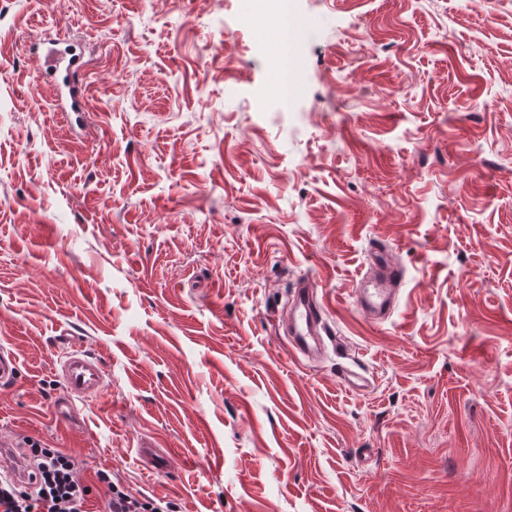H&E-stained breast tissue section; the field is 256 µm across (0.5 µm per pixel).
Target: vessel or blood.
I'll return each instance as SVG.
<instances>
[{
	"label": "vessel or blood",
	"mask_w": 512,
	"mask_h": 512,
	"mask_svg": "<svg viewBox=\"0 0 512 512\" xmlns=\"http://www.w3.org/2000/svg\"><path fill=\"white\" fill-rule=\"evenodd\" d=\"M78 69V61L73 58L59 73L67 86L68 109L74 113L81 110L80 93L72 84ZM371 268L373 273L363 280L357 303L372 319L381 322L392 312L396 289L403 280V269L391 260L385 249L379 247L374 248L371 254ZM278 321L286 327L288 348L294 358L311 357L336 341L325 318L324 303L310 282L304 281L296 286L290 305L281 311ZM59 376L64 394L57 403L56 412L64 421L73 416L74 400L99 395L106 390L104 362L78 338L70 341L60 363ZM138 456L140 465L149 471L164 469L168 461L165 452L148 443L141 444Z\"/></svg>",
	"instance_id": "1"
}]
</instances>
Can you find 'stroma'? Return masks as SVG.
Listing matches in <instances>:
<instances>
[{"label": "stroma", "instance_id": "obj_1", "mask_svg": "<svg viewBox=\"0 0 512 512\" xmlns=\"http://www.w3.org/2000/svg\"><path fill=\"white\" fill-rule=\"evenodd\" d=\"M292 22L282 113L240 0H0V443L82 460L95 512L99 469L174 512H512V0ZM51 40L83 48L82 118ZM376 246L404 269L382 324ZM304 278L339 344L300 364L275 319ZM67 329L110 369L70 428ZM139 463L149 471L163 470L168 461L167 454L157 450L149 443H142L138 448Z\"/></svg>", "mask_w": 512, "mask_h": 512}]
</instances>
